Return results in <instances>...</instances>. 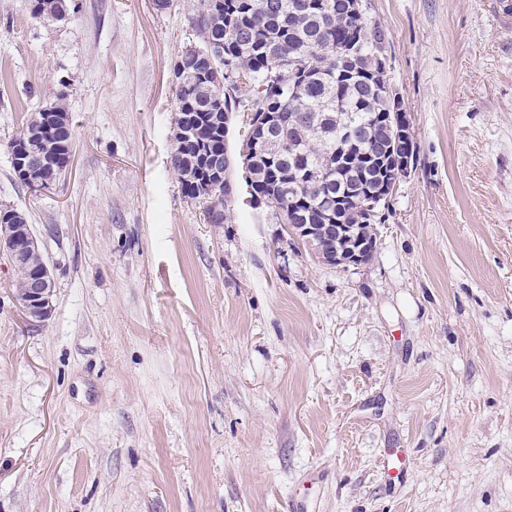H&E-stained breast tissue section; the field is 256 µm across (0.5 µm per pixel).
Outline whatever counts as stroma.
<instances>
[{
  "label": "stroma",
  "mask_w": 512,
  "mask_h": 512,
  "mask_svg": "<svg viewBox=\"0 0 512 512\" xmlns=\"http://www.w3.org/2000/svg\"><path fill=\"white\" fill-rule=\"evenodd\" d=\"M417 160L371 260L323 264L239 185L209 224L170 164L197 0H0V512H512V11L364 0ZM67 93L45 188L8 149ZM22 213L14 210H6L0 211V229L2 230V234L4 238L1 237L0 242L1 246L4 245V239L6 245L10 249L15 247V243H12V236L15 241L24 243V247L26 250H30L31 252H38L41 249L40 240L34 234L32 227L30 224H23ZM13 224V231L12 225ZM3 228L5 231H3ZM12 231L11 235L9 234ZM8 233V234H7ZM39 260L28 269L30 275L39 270ZM14 270V269H13ZM18 297L27 316L32 321L42 322L49 318L54 307L55 283L52 272L46 261H43L40 270L30 276L26 282V276L17 273ZM25 292L20 296L21 292Z\"/></svg>",
  "instance_id": "1"
}]
</instances>
